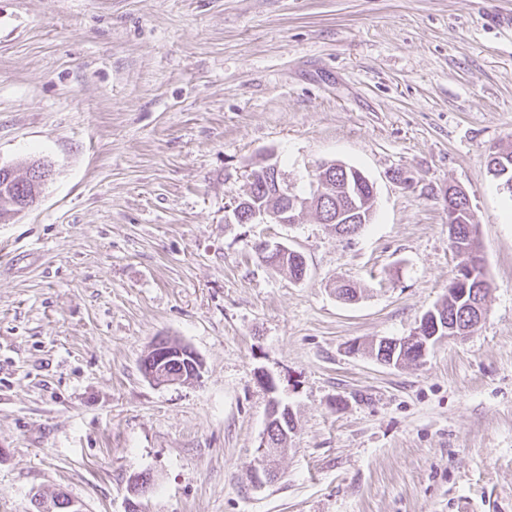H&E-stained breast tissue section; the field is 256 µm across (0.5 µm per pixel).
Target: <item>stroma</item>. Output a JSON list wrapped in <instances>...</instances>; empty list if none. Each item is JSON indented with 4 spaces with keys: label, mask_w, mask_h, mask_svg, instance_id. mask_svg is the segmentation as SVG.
Here are the masks:
<instances>
[{
    "label": "stroma",
    "mask_w": 512,
    "mask_h": 512,
    "mask_svg": "<svg viewBox=\"0 0 512 512\" xmlns=\"http://www.w3.org/2000/svg\"><path fill=\"white\" fill-rule=\"evenodd\" d=\"M512 0H0V162L53 177L0 224V512H512ZM309 194L359 168L371 224H229L260 165ZM407 171L412 186L392 176ZM465 190L492 288L469 336L393 366L459 263ZM300 252L307 273L261 262ZM353 281L357 301L336 297ZM201 377L156 386V337ZM270 374L268 394L259 382ZM295 430L258 484L270 397ZM453 224L460 230V235L464 233L461 237L463 240L467 238V227L476 225L474 224V214L467 194H463L456 199L454 207L448 212V226H452ZM37 512H81L76 500L64 489H59L50 501L35 497Z\"/></svg>",
    "instance_id": "1"
}]
</instances>
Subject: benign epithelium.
<instances>
[{
  "mask_svg": "<svg viewBox=\"0 0 512 512\" xmlns=\"http://www.w3.org/2000/svg\"><path fill=\"white\" fill-rule=\"evenodd\" d=\"M52 173L36 172L28 175L30 183L34 185L35 200L34 203H39L43 197L45 186L48 184ZM262 178L267 184L269 199L272 201L283 200V205L277 209L272 207L263 206L258 208L251 202V193H246L244 197L230 208V213L225 218L227 224H294L297 222V211L311 204V200L302 199L298 196L288 197L283 192L284 177L275 163H268L261 166L259 169L252 172L250 181H255L256 178ZM348 194V187H337L333 184L330 177L322 178L320 192L317 194L316 203L319 204V211L322 212L323 223L333 224L338 221L334 217V203L338 199ZM440 340V337L433 336H419L413 334L405 336L400 339L391 340L384 338L381 343L386 344L392 342L397 345L412 346L418 353V360H423L431 345ZM147 370L145 376L157 386L169 385H183L187 383L185 377L181 375H172L166 372L169 364L181 358H191L195 361V375H200L202 369V361L198 354L190 347L182 344L180 346L173 344L165 338L156 340L146 353ZM269 437L268 434H263L259 448L262 453V467L261 472L254 475V479L258 482L262 480L272 481L278 476V471L269 462V454L266 452ZM37 507V512H81L80 507L76 500L64 489H59L53 498L47 502L37 498L34 500Z\"/></svg>",
  "mask_w": 512,
  "mask_h": 512,
  "instance_id": "benign-epithelium-1",
  "label": "benign epithelium"
}]
</instances>
